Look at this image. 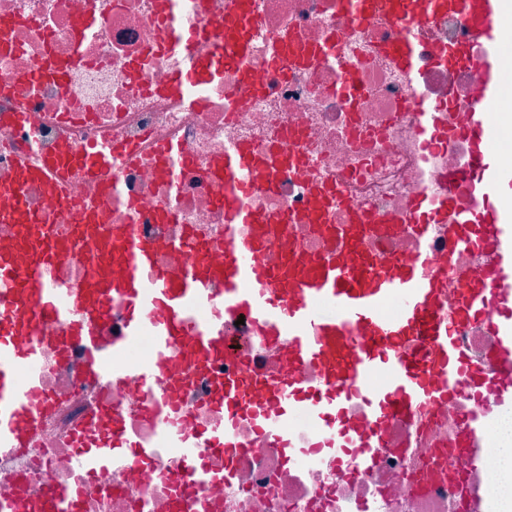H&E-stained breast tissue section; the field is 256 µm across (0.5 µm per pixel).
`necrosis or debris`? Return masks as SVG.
I'll use <instances>...</instances> for the list:
<instances>
[{"instance_id": "necrosis-or-debris-1", "label": "necrosis or debris", "mask_w": 512, "mask_h": 512, "mask_svg": "<svg viewBox=\"0 0 512 512\" xmlns=\"http://www.w3.org/2000/svg\"><path fill=\"white\" fill-rule=\"evenodd\" d=\"M225 0H0V215L13 205L18 154H32L34 172L22 186L30 212L53 221L59 233L72 223L105 218L140 224L168 241L194 234L224 258L222 185L211 175L225 151L246 145L262 155H296L277 176L271 194L249 196L254 213L297 212L310 190L330 183L374 214L408 216L416 196L447 193L448 174L468 158L458 135L467 104L478 102L484 74L478 63L416 73L379 53L401 28L376 4L357 21L339 0H252L245 54L225 57L224 41L239 29ZM425 53L460 43L464 31L451 15L421 22ZM332 54L296 64L279 59L284 35ZM50 78H34L36 69ZM358 81L357 100L340 93L344 72ZM23 112L16 121L15 112ZM118 147L133 158L119 168L94 165L93 151ZM174 223L160 220L165 210ZM221 320L250 363L270 367L273 352L249 326ZM138 360L158 368L151 390L136 381L116 389L85 378L78 348L43 349L37 390L51 408L26 447L0 453V492L22 512L46 504L57 488L69 497L63 512H459L447 477L416 488L420 466H447L451 427L467 400L448 409V427L411 436L392 432L369 472L340 477L333 458L300 468L282 449L253 448L225 477L220 452L204 453L207 481L177 488L183 463L159 440L145 413L151 397L170 384L174 357L142 342ZM208 379L189 385L177 402L183 436L222 426L223 413L205 401ZM121 415L139 439L155 442L150 467L130 463L88 470L78 463V430L93 432L91 406ZM412 439L410 453L401 444Z\"/></svg>"}]
</instances>
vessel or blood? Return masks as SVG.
<instances>
[{
    "mask_svg": "<svg viewBox=\"0 0 512 512\" xmlns=\"http://www.w3.org/2000/svg\"><path fill=\"white\" fill-rule=\"evenodd\" d=\"M505 0H387L389 14L404 25V36L380 44V51L401 69L416 67L420 21L456 14L465 39L439 52L437 67L469 59L480 62L486 87L479 107L469 113L463 133L472 149L464 167L448 175L449 184H469L476 207L447 194L423 196L412 204L410 227L418 239L412 253L381 259L373 239L397 226L395 216L376 220L361 208L347 206L349 219L331 223L330 207L345 203L339 188L320 185L308 200L310 213L327 240L324 250L297 244L289 227L296 213L273 218L249 210L254 192H273L276 183L263 171L268 159L237 146L224 155L222 201L227 215L223 263L208 256L200 238L184 241L192 257L181 276L159 265V243L139 225L116 224L100 236L85 278L60 288L58 265L73 257L86 235L78 225L66 237H55L47 219L28 214L15 201L11 219L19 225L16 241L0 242V450L20 448L39 429L45 409L25 378L34 374L42 347L66 349L78 343L89 366L126 357L135 344L150 338L156 350L174 351L184 337L195 342L186 354L192 374L213 379L210 402L223 409V427L189 439L173 424L180 386L149 405L169 447L192 465V480L204 474L195 462L207 448L223 449L228 463L255 443L283 448L288 462L303 466L313 449L335 452L362 472L377 462L394 426L412 431L447 422L449 405L466 397L452 436L448 459L464 463L469 473L481 470L493 434L481 406L489 399L512 400V208L501 198L512 190V170L494 157L488 112L497 110L503 94L505 63L497 53L512 34ZM448 227L458 248L475 249L486 265L457 274L458 301L448 303V265L432 259L427 246L430 225ZM278 250L281 261L269 265L266 254ZM150 281H143V272ZM121 301L126 317L121 335L100 342L110 319L109 300ZM221 306L225 317L244 318L251 333L277 356L274 368L247 364L222 326L202 320L200 312ZM480 322L496 338L493 351L475 359L460 331ZM314 378H306L307 369ZM155 366L134 364L116 371V384L137 380L151 387ZM251 431L243 440L242 428ZM152 448L133 442L120 415H113L109 434L91 448H80V465L106 467L114 457L146 462ZM469 512H488L486 493L469 480L458 486Z\"/></svg>",
    "mask_w": 512,
    "mask_h": 512,
    "instance_id": "b4317fda",
    "label": "vessel or blood"
}]
</instances>
